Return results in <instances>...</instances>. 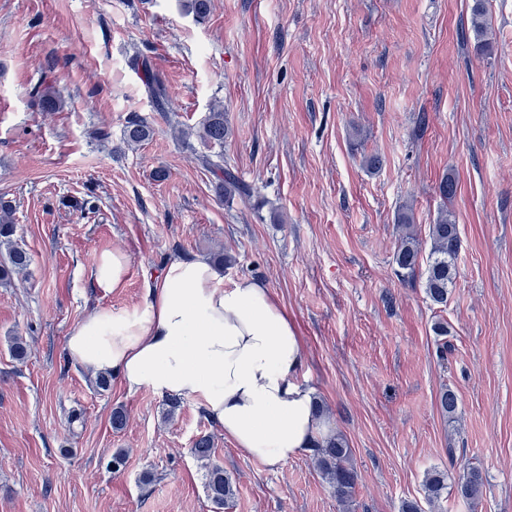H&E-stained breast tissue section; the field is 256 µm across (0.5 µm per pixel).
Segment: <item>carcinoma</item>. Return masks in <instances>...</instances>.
I'll use <instances>...</instances> for the list:
<instances>
[{"label": "carcinoma", "instance_id": "cac0c4a2", "mask_svg": "<svg viewBox=\"0 0 512 512\" xmlns=\"http://www.w3.org/2000/svg\"><path fill=\"white\" fill-rule=\"evenodd\" d=\"M181 8L187 15L193 16L195 21L205 20L211 11V0H180ZM471 26L477 38H482L488 28L489 20L485 0H472ZM135 65L142 71V82L147 96L156 110L165 111L168 98L167 87L154 70L151 61L147 58H135ZM196 135L209 148L220 147V151L213 154H202L199 160L202 166L213 172L224 174V179L216 185L217 193L228 202L235 195H245L251 189L242 184L235 173L224 165V142L231 135V128L224 113V109L214 104ZM124 141L128 146L136 148L144 144L153 136V128L138 114L131 115L123 131ZM16 233V224L13 222L12 206L0 200V246H6V257L0 259V285L11 283L14 276L23 274L31 264L28 252L13 240ZM428 236L431 240V249L428 255V265L425 272L424 288L428 298L435 304L447 305L449 288L453 283L455 260L460 249V236L458 224L455 219L443 210L434 223L429 225ZM420 245L416 234L408 229L400 238L394 262L396 275L401 280L416 279L419 270ZM439 406L442 414L453 419L457 411V396L448 389L441 392ZM213 443L211 437H199L194 446L197 459L208 462L206 465V490L208 497L216 507L224 506L235 496L234 483L224 468L211 462ZM351 448L340 438H330L314 446L315 463L324 479L329 484L336 502L344 509L352 506L358 474L351 463ZM484 485V478L479 468L472 466L466 468L459 477L454 488L457 495L464 501H476ZM426 499L432 503L441 498L448 489V472L432 470L424 480Z\"/></svg>", "mask_w": 512, "mask_h": 512}]
</instances>
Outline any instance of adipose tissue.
Returning <instances> with one entry per match:
<instances>
[{
  "label": "adipose tissue",
  "instance_id": "obj_1",
  "mask_svg": "<svg viewBox=\"0 0 512 512\" xmlns=\"http://www.w3.org/2000/svg\"><path fill=\"white\" fill-rule=\"evenodd\" d=\"M130 259L95 255L96 288L123 287ZM145 307H100L70 331L71 361L118 377L127 390L195 400L242 453L279 469L334 434L316 390L302 378L296 329L270 288L225 283L209 260L176 259L144 282Z\"/></svg>",
  "mask_w": 512,
  "mask_h": 512
}]
</instances>
